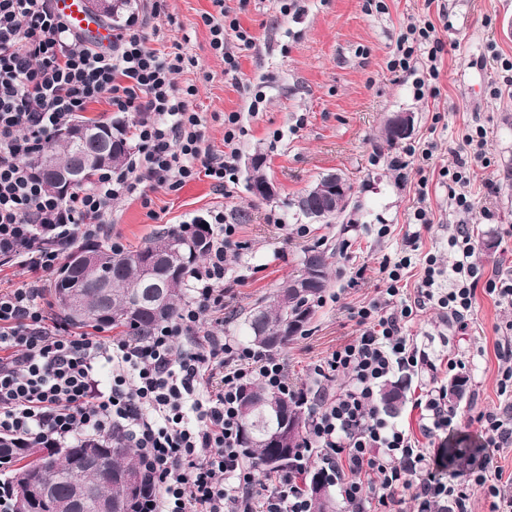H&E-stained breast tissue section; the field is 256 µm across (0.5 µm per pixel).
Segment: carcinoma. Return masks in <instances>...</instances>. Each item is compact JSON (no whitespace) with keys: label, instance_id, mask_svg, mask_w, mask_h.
Listing matches in <instances>:
<instances>
[{"label":"carcinoma","instance_id":"cac0c4a2","mask_svg":"<svg viewBox=\"0 0 512 512\" xmlns=\"http://www.w3.org/2000/svg\"><path fill=\"white\" fill-rule=\"evenodd\" d=\"M83 126L96 133L95 140L101 138L109 140L112 166L123 163L129 152V143L123 134L122 123L85 121ZM93 147L94 140L80 143L59 142L53 139L41 150V153L53 154L56 167L68 169L81 163V157ZM323 187L324 179L321 178L294 199L291 207L295 208V214L308 217V209L312 207V202L320 197ZM159 241H165L171 248L181 252L177 263L172 264L168 260L160 259L154 269L155 285L162 286L168 296L167 313L164 319H173L179 311L187 272L207 252L208 233L203 228L189 238L174 232H162L144 246L119 254L103 248L98 243H83V246L93 248L98 254L97 274L77 270L67 283L59 278L55 279L53 286L55 300H60L63 292L70 289L82 295L85 306V314L74 317L62 304H57L63 320L76 327L92 326L102 329L124 327L133 336L151 335L161 319L157 318L148 307L140 308L138 318L133 321L126 320L122 316L126 307L138 305L140 300L152 292L142 279L139 267L124 261V258L141 255ZM331 258L332 254L328 253L327 249L319 245L311 247L304 254L297 276H302L309 265L315 263L320 267L318 285L305 296H287L279 289L268 304L249 314L247 323L251 332V341L255 346L266 352H274L285 346L290 338L304 331L314 315L315 305L329 287ZM98 278L112 280L110 297L101 296L96 284ZM246 395L253 396V399L248 404L240 402V416L243 423L242 447L245 448L247 456L260 465L262 474L267 479L272 474L293 465L299 440L308 421V412L303 407L260 385L250 387ZM403 399L404 394L399 383L390 381L382 386L379 401L385 411L397 412ZM289 416L294 420L290 447H272L266 438L277 433L282 421ZM31 452L30 448H11L3 443L0 444V464L8 469V481L0 485L15 492L22 477L34 481L42 479V474L37 471L33 462L29 461ZM42 452L61 459L59 466L53 472L49 490L51 501L54 503L52 512H75L70 495L75 483L82 484L86 489L85 497L81 501L82 512H99L100 503L105 499L112 502V512H137V502L144 493L145 480H140L138 491L135 493L128 491L121 481L125 471L141 470L139 454L133 448L114 441L100 449L101 456L109 460L112 469L110 476L91 463L77 458L79 452L77 448H44ZM304 474H306V488L312 512H336L335 502L327 491L328 481L321 471L306 470ZM316 485L320 490L314 489Z\"/></svg>","mask_w":512,"mask_h":512}]
</instances>
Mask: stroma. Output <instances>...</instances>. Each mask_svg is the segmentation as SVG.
Wrapping results in <instances>:
<instances>
[{"instance_id": "obj_1", "label": "stroma", "mask_w": 512, "mask_h": 512, "mask_svg": "<svg viewBox=\"0 0 512 512\" xmlns=\"http://www.w3.org/2000/svg\"><path fill=\"white\" fill-rule=\"evenodd\" d=\"M384 10H367L366 0H305L304 12L284 17L278 0H224L256 38V48L241 59L236 77L226 76L214 56L201 21L214 12L212 0H165L156 23L165 46L181 44L193 65L177 74L179 84L199 88L192 107L204 119V144L224 149V115L245 113L255 90L266 96L248 130L238 162V180L228 192L207 178L181 190L151 192L150 207L140 200L117 204L114 234L126 248L144 246L157 233L221 210L237 224L246 250L228 262L240 282L224 284V321L212 331L246 339L250 311L267 303L279 285L296 273L304 250L320 245L333 252L330 283L305 332L282 349L288 380L308 384L315 364L358 336L349 308L371 302L380 288L379 263L394 254L409 229L418 204L432 219L422 229L421 252L447 258L448 238L468 229L474 260L484 274L512 272V86L502 83L491 50L512 57V0H384ZM429 20L450 46L435 81L437 96L418 98L410 78L391 71L389 61L409 21ZM396 112L415 116L407 140L387 143L384 128ZM487 131L488 167H477L471 185L474 214L452 211L448 180L441 170L458 158L466 129ZM433 144L425 169L410 165L394 170L389 161L405 144ZM264 158V171L275 186L272 199H256L247 188L251 160ZM336 172L351 185L345 210L332 223L313 224L307 235L296 232L289 203L321 175ZM427 179L426 196L418 182ZM281 221L269 222V213ZM433 370L413 378L412 386L441 387L452 379L450 359L466 362L467 383L454 408L460 418L453 433L479 439V411L505 405L498 392V345L512 342V306L477 293L466 333L434 308L420 313L408 329Z\"/></svg>"}]
</instances>
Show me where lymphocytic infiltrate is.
Masks as SVG:
<instances>
[{
	"instance_id": "1",
	"label": "lymphocytic infiltrate",
	"mask_w": 512,
	"mask_h": 512,
	"mask_svg": "<svg viewBox=\"0 0 512 512\" xmlns=\"http://www.w3.org/2000/svg\"><path fill=\"white\" fill-rule=\"evenodd\" d=\"M214 3L219 13H204L202 21L225 73L234 75L256 41L224 10V0ZM158 34L149 18L133 15L113 29L111 50L101 51L67 27L53 0H0V266L35 274L22 287L0 291V441L21 448H99L123 440L142 457L147 490L140 512H310L300 470L260 486L255 464L245 460L239 404L245 390L259 384L307 406L297 455L318 462L348 512H400L407 498L416 512H471L479 493L489 499L490 512H512V479L491 457L492 450L512 446V408L479 413V448L451 467L419 442L452 428L456 413L447 388L417 394V436L390 423L377 403L390 375L413 377L424 361L407 334L419 311L437 308L464 329L477 290L512 304V276L483 277L470 235L449 236L448 268L426 254L410 299L400 282L414 263L420 234L406 233L397 258L379 263V296L350 311L360 335L316 364L306 389L289 384L282 358L233 336L201 332L224 311L226 258L241 248L236 225L220 211L210 215L207 255L188 274L187 300L148 338L105 339L50 321L40 303L45 277L76 237L111 234L114 205L136 198L147 206L150 191L176 192L202 177L221 190L238 179L246 134L241 114L224 115L223 152L204 147L201 118L190 106L198 88L175 80L185 56L153 48ZM444 51L432 22H412L390 66L414 77L418 97L432 96L430 81ZM102 100L130 114L126 133L134 149L122 166L99 168L86 185L58 196L30 160L57 130ZM465 141L472 160L447 173L454 186L450 205L461 213L474 209L472 165L486 161L483 130ZM443 276L449 289L439 286ZM200 334L202 346L194 341ZM336 379L340 387L324 394V384Z\"/></svg>"
}]
</instances>
